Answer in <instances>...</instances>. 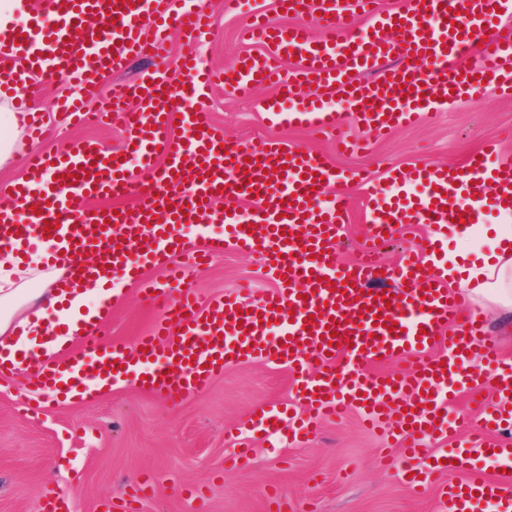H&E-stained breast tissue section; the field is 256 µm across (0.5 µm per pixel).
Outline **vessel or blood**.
Instances as JSON below:
<instances>
[{
    "instance_id": "obj_1",
    "label": "vessel or blood",
    "mask_w": 512,
    "mask_h": 512,
    "mask_svg": "<svg viewBox=\"0 0 512 512\" xmlns=\"http://www.w3.org/2000/svg\"><path fill=\"white\" fill-rule=\"evenodd\" d=\"M279 26L256 16L242 28L255 54L217 75L199 69L185 53L176 71L153 69L134 83L112 87V116L124 125L122 150L108 152L91 139L70 142L50 154L31 152L25 177L0 194V244L26 252L44 242L67 243L79 260L63 280L65 292L108 276L141 282L145 266L167 268V287L147 286L162 313L149 335L133 346L109 342L112 313L103 299L96 323L78 339L50 327L54 348L41 356L0 361V379L26 373L43 392L23 398L25 413H39L61 397L94 399L85 384L95 374L104 388L136 381L178 404L204 391L230 365L273 360L287 365L305 419L272 406L257 414L254 431L315 433L316 420L348 409L387 439L404 442L416 456L427 439L447 436L448 408L457 393H473L486 371L500 383L493 400L475 405L480 450L511 456L487 442L506 423L512 406V361L477 318L457 325L465 294L449 290L434 259L442 243L426 240L416 253L391 266L379 260L336 262V244L349 221L341 184L365 182L358 170L339 172L318 153L285 142L258 145L227 140L201 105L214 83L250 95L274 84L277 98L264 110L274 124L336 129L335 112L315 97L302 108L290 101L303 87H333L363 126L377 133L431 117L441 105L472 98L492 86L512 99V39L499 37L512 0H405L402 9L380 11L374 0H278ZM365 16L356 26L355 16ZM318 18L329 35L316 38L306 25ZM173 25L189 41L205 34L209 18L192 0H38L24 26L0 36V83L13 75L6 60L80 84L95 94V77L123 72L129 57H161L163 41L150 29ZM472 65H465L469 55ZM292 59L289 74L280 62ZM362 72L372 82L358 81ZM181 133H174V126ZM512 183V162L498 141H487L463 172L416 167L394 173L365 213L366 240L386 245L404 224L444 230L453 218L479 223ZM132 196L135 209L104 211L97 200ZM247 201L248 209L217 212L219 197ZM198 225L203 246L183 235ZM225 227L223 235L210 225ZM249 254L274 287L251 299L249 287L200 302L186 283V265L200 266L224 250ZM399 359L402 370L372 372V365ZM495 512L512 505V481H492L480 493Z\"/></svg>"
}]
</instances>
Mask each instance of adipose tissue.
Here are the masks:
<instances>
[{
  "instance_id": "1",
  "label": "adipose tissue",
  "mask_w": 512,
  "mask_h": 512,
  "mask_svg": "<svg viewBox=\"0 0 512 512\" xmlns=\"http://www.w3.org/2000/svg\"><path fill=\"white\" fill-rule=\"evenodd\" d=\"M466 239H482L485 249L474 250V258L460 262L449 257L443 275L454 288H468L472 293L512 306V224L485 228L469 225L462 233ZM63 274L60 267L45 268L41 257L18 256L14 249L0 246V301L37 302L34 313L17 317L15 310H0V360L10 361L33 352L44 336L49 322L78 330L93 320L94 311L85 307L86 292L47 297L46 291Z\"/></svg>"
}]
</instances>
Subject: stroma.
<instances>
[{
	"label": "stroma",
	"instance_id": "obj_1",
	"mask_svg": "<svg viewBox=\"0 0 512 512\" xmlns=\"http://www.w3.org/2000/svg\"><path fill=\"white\" fill-rule=\"evenodd\" d=\"M199 6L212 18L210 33L195 47L205 70L231 67L248 52L238 37L247 16L259 14L284 26L295 21L278 9L276 0H240L234 11L225 10L224 0H199ZM160 36L167 56L131 59L123 80H135L152 68H174L185 49L183 41L172 26ZM79 93L77 86L51 77L15 97L14 106L33 108L52 129L35 146L19 142L20 156L34 148L53 153L75 138L96 140L109 150L121 148L126 132L106 116L100 125L77 128L56 110L58 98ZM273 94V87L265 85L244 99L218 87L204 108L230 140L291 142L322 154L336 170L359 168L369 175V183L343 187L352 199L350 222L336 253L344 264L357 257L364 241V210L372 189L382 187L393 169L461 166L490 139L499 140L512 160V100L491 88L386 136L358 124L341 103L336 106L338 129L318 136L300 125L270 124L262 106ZM345 137L367 139L369 152L346 151L341 144ZM188 282L205 301L243 284L257 299L271 287L249 257L231 250L190 273ZM114 301L109 334L113 341L133 345L159 311L136 283L128 284ZM31 389L29 379L21 376L0 392V512H39L48 485L67 493L72 512H104L108 507L120 512L127 492L141 482L148 485L139 503L142 512H193L201 503L207 512H267L268 496L276 490L285 497L287 512H443L449 485L476 474L512 477V467L474 454L467 442L474 418L462 394L449 407L448 418L458 433L451 446L463 464L439 473L429 461H421L428 475L424 490L417 493L402 480L399 450L366 430L355 411L320 420L317 435L308 439L267 442L254 436L249 465L230 466L228 459L236 451L233 436L248 430L253 413L270 402L295 400L288 370L264 360L225 368L206 391L177 405L124 382L96 401L68 399L25 416L19 403Z\"/></svg>",
	"mask_w": 512,
	"mask_h": 512
}]
</instances>
